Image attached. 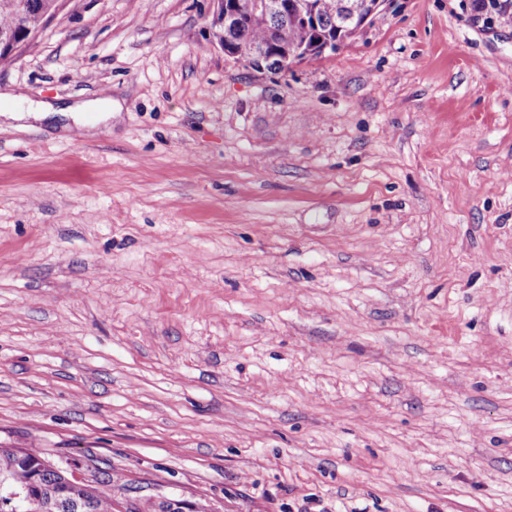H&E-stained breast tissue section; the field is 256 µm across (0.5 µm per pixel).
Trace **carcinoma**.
Returning <instances> with one entry per match:
<instances>
[{
  "mask_svg": "<svg viewBox=\"0 0 512 512\" xmlns=\"http://www.w3.org/2000/svg\"><path fill=\"white\" fill-rule=\"evenodd\" d=\"M362 0H312L316 11L317 24H305L290 20L274 21L270 27L243 24L236 31L229 33L224 26L212 24V36L224 43L226 36L233 40L234 54L247 61L260 47L267 48L269 54L277 57L287 52L294 58L314 53V46L320 36L328 35L338 40L349 38L354 27ZM58 0H0V34L25 28L35 33L44 26V11H56ZM41 454L35 450L25 449L17 452L14 448H0V478H8L11 489L22 492L33 481H38L43 496L52 502V512H115L112 498L104 496L88 485L85 491V503L75 507L64 494L65 478L68 474L60 472H38L36 464Z\"/></svg>",
  "mask_w": 512,
  "mask_h": 512,
  "instance_id": "obj_1",
  "label": "carcinoma"
}]
</instances>
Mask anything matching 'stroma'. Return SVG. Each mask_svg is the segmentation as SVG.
<instances>
[{"instance_id": "1", "label": "stroma", "mask_w": 512, "mask_h": 512, "mask_svg": "<svg viewBox=\"0 0 512 512\" xmlns=\"http://www.w3.org/2000/svg\"><path fill=\"white\" fill-rule=\"evenodd\" d=\"M386 0L288 71L213 0H63L0 62V446L124 512H512V26Z\"/></svg>"}]
</instances>
